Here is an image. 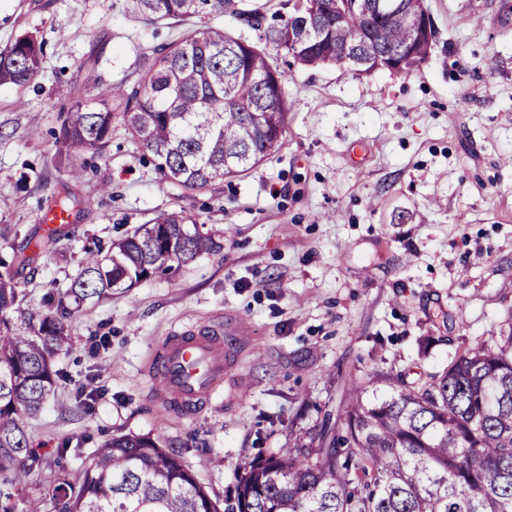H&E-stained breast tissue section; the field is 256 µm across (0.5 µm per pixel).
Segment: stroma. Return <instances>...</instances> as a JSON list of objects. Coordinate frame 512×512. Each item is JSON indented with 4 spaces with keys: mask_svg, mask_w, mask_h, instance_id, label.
<instances>
[{
    "mask_svg": "<svg viewBox=\"0 0 512 512\" xmlns=\"http://www.w3.org/2000/svg\"><path fill=\"white\" fill-rule=\"evenodd\" d=\"M425 5L437 43L408 74L304 66L269 47L285 76V138L247 174L191 191L119 123L103 154L81 156L82 177L61 163L72 104L181 25L131 18L123 0H0V49L25 34L43 42L38 77L0 85V261L29 256L15 280L30 308L70 286L85 250L161 210L199 217L221 245L79 307L63 378L23 419L43 460L29 489L43 512H55L58 467L79 479L92 450L122 434L174 447L225 495L257 455L317 435L352 382L442 371L512 325V0ZM65 197L82 204L75 234L23 249ZM215 323L236 353L220 392L190 414L164 405L153 352L173 329Z\"/></svg>",
    "mask_w": 512,
    "mask_h": 512,
    "instance_id": "1",
    "label": "stroma"
}]
</instances>
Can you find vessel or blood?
Masks as SVG:
<instances>
[{"label": "vessel or blood", "instance_id": "1", "mask_svg": "<svg viewBox=\"0 0 512 512\" xmlns=\"http://www.w3.org/2000/svg\"><path fill=\"white\" fill-rule=\"evenodd\" d=\"M231 355L223 328L181 331L162 343L155 355L154 374L170 403L189 411L208 402L223 384Z\"/></svg>", "mask_w": 512, "mask_h": 512}]
</instances>
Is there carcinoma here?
I'll return each instance as SVG.
<instances>
[{"mask_svg":"<svg viewBox=\"0 0 512 512\" xmlns=\"http://www.w3.org/2000/svg\"><path fill=\"white\" fill-rule=\"evenodd\" d=\"M150 22L230 12L254 30L248 40L216 27L180 34L144 57L134 79L105 84L76 102L63 131L65 158L101 151L115 120L151 154L155 170L188 190L238 176L288 132L283 74L272 44L296 61L344 65L357 74L428 62L436 32L415 21L425 0H296L277 26L262 7L235 0H126ZM42 66V47L22 36L0 49V84L24 85ZM221 249L183 211L87 252L46 311L28 308L10 267L0 271V512H41L28 485L41 460L22 419L40 411L71 347L69 321L90 299L156 275L176 273ZM382 393L360 384L324 415L317 446L257 456L236 476L235 494H210L182 457L149 435L107 439L79 482L59 470L48 489L57 512H512V329L493 346L466 349L425 380L379 375Z\"/></svg>","mask_w":512,"mask_h":512,"instance_id":"obj_1","label":"carcinoma"}]
</instances>
